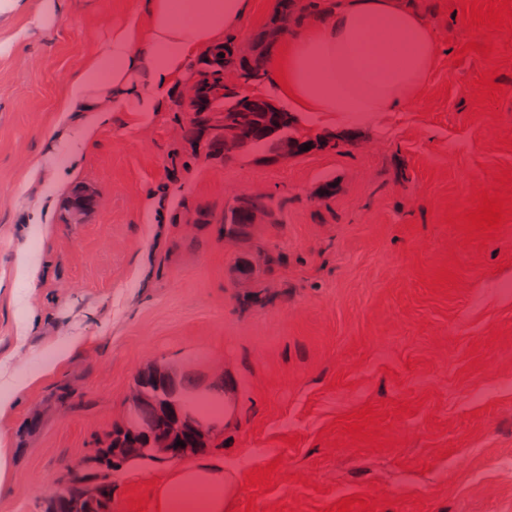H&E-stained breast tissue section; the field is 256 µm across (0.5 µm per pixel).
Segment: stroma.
<instances>
[{"instance_id":"obj_1","label":"stroma","mask_w":512,"mask_h":512,"mask_svg":"<svg viewBox=\"0 0 512 512\" xmlns=\"http://www.w3.org/2000/svg\"><path fill=\"white\" fill-rule=\"evenodd\" d=\"M412 3L438 47L422 92L359 124L304 118L341 149L283 164L191 151L179 82L158 111L116 105L91 136L58 138L71 77L139 0H61L41 21L0 28L1 42L27 33L0 53V281L15 280L18 248L42 266L23 302L0 297V349L32 322L29 348L11 355L22 374L62 337L81 339L0 424L15 449L0 512H42L43 487L122 423L154 364L226 388L206 451L235 481L225 512H322L351 495L373 512H512V219L470 241L446 221L512 175V17L475 36L460 0ZM487 41L493 53L463 50ZM491 71L501 98L476 103ZM77 186L96 198L78 222L66 207ZM252 190L275 197L278 221L258 225L249 248L196 223ZM268 252L281 264L268 267ZM443 267L455 286L431 287ZM64 383L63 410L51 394ZM365 406L381 428L367 443L347 431ZM274 460L270 486L246 485ZM171 469L123 464L112 512H134L131 490Z\"/></svg>"}]
</instances>
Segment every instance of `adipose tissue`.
Masks as SVG:
<instances>
[{
    "label": "adipose tissue",
    "instance_id": "obj_1",
    "mask_svg": "<svg viewBox=\"0 0 512 512\" xmlns=\"http://www.w3.org/2000/svg\"><path fill=\"white\" fill-rule=\"evenodd\" d=\"M249 0H193V18L178 17L176 0H140L139 14L89 57L60 103L63 112L102 114L132 101L154 112L185 72L192 56L237 26ZM437 55L434 33L403 0H333L329 18L294 38L277 61L278 90L294 111L337 121L392 112L412 100L427 81ZM71 342L51 347L24 377L0 369V420L16 396L52 375L69 356ZM233 487L222 462L203 457L171 472L158 489L153 512H224Z\"/></svg>",
    "mask_w": 512,
    "mask_h": 512
}]
</instances>
